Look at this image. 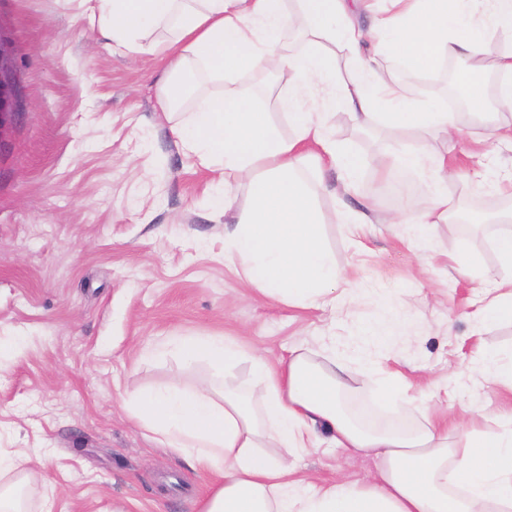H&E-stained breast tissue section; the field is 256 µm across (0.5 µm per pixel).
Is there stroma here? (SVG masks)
Wrapping results in <instances>:
<instances>
[{
    "label": "stroma",
    "instance_id": "stroma-1",
    "mask_svg": "<svg viewBox=\"0 0 512 512\" xmlns=\"http://www.w3.org/2000/svg\"><path fill=\"white\" fill-rule=\"evenodd\" d=\"M0 38L15 73V114L0 135V454L32 453L29 464L0 472V490L20 489L27 512H198L212 475L159 443L129 403L175 375L212 380L207 360L183 364L170 345L177 336H225L248 356L299 347L353 369L368 355L407 382L414 427L423 407L465 429L490 424L459 419L464 406L512 418V387L487 385L474 367L480 354H512V322L482 319L504 275L495 241L508 227L491 215L505 201L492 183L512 175V143L487 140L466 108L458 143L380 121L361 130L343 110L330 117L361 169L353 193L319 197L322 232L359 301L295 307L225 266V218L208 206L210 174L174 131L200 95L250 88L252 74L204 82L167 114L157 105L167 61L103 39L83 0H0ZM375 67L408 82L418 100L445 98L453 76L481 82L496 121L512 124V108L494 99L492 69L475 74L453 55L423 72L387 56ZM424 143L447 153L448 196L469 220L437 224L421 251L415 225L388 218L426 195L429 178L381 177L374 159ZM345 208L368 209L369 223H338ZM403 312L410 334L384 350L366 342L364 327L384 331ZM464 366V384L450 385L449 373ZM374 396L359 378L346 391L358 424L390 419ZM298 468L357 480L375 466L327 450Z\"/></svg>",
    "mask_w": 512,
    "mask_h": 512
}]
</instances>
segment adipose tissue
<instances>
[{"instance_id": "obj_1", "label": "adipose tissue", "mask_w": 512, "mask_h": 512, "mask_svg": "<svg viewBox=\"0 0 512 512\" xmlns=\"http://www.w3.org/2000/svg\"><path fill=\"white\" fill-rule=\"evenodd\" d=\"M387 2L366 29L353 20L349 0H92L106 39L135 54H170L173 75L160 92L162 110L187 98L188 74L212 80L242 72L291 74L288 93L278 101L287 131L261 105V87L205 97L176 127L183 147L214 175L212 209L233 216L224 232L225 260L239 264L263 294L332 308L338 287L349 282L324 244L316 209L327 170L341 171L348 192L360 166L333 137L331 113L345 110L362 128L379 117L394 130L450 140L460 134L446 102H417L406 85L378 74V55L400 58L416 71L450 54L471 68L494 57L502 76L496 97L512 106V51L496 52L489 39L494 30H512V0ZM302 26L303 47L283 50L285 32ZM159 29L166 39L146 42ZM328 38L351 51V78H337L323 46ZM447 166V155L424 147L381 162L385 170L434 173L409 217L421 250L435 224L454 214L442 176ZM240 184L247 188L241 205L231 191ZM495 246L506 275L483 318L511 322L512 231ZM173 345L184 363L204 358L220 372L242 357L240 346L221 336H183ZM251 368L250 386L173 379L131 396L140 421L163 445L216 475L199 512H512V425L493 433L465 431L454 446L447 421L434 411L418 428H364L341 408L344 364L324 369L294 349L285 359L254 354ZM324 444L373 457L375 471L361 482L299 475L297 460Z\"/></svg>"}]
</instances>
